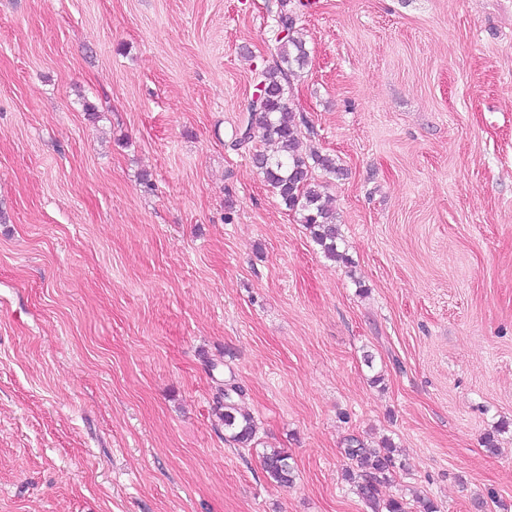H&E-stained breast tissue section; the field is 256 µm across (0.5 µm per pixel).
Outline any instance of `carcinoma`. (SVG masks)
<instances>
[{"instance_id":"1","label":"carcinoma","mask_w":512,"mask_h":512,"mask_svg":"<svg viewBox=\"0 0 512 512\" xmlns=\"http://www.w3.org/2000/svg\"><path fill=\"white\" fill-rule=\"evenodd\" d=\"M281 9L276 15V29L271 38L274 65L260 70V81L265 86L266 101L261 106L250 105L251 121L239 143L255 137V129L262 130L264 139L278 145V153H257L253 161L264 174L288 210L299 215L307 226L311 238L324 256L332 261L346 263L348 257L340 250L339 227L330 205L326 187L312 175V166L327 173L338 171L336 161L326 155L314 154L306 159L299 152L301 125L304 119L297 117L286 103L285 86L293 74V67H303L308 62L305 41L295 36L296 16L286 9L290 0H280ZM244 390L231 385L221 390L216 408L224 423L227 439L241 447L252 444L255 438L253 418L239 407ZM352 466L345 470V478L368 512H406V503L398 498L382 499L380 485L391 480L396 467V446L387 439L377 447H371L358 438L349 440L345 449ZM263 470L278 486L293 483L294 467L290 455L283 449H273L262 456Z\"/></svg>"}]
</instances>
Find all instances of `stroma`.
I'll return each mask as SVG.
<instances>
[{"label":"stroma","instance_id":"35a3bbf8","mask_svg":"<svg viewBox=\"0 0 512 512\" xmlns=\"http://www.w3.org/2000/svg\"><path fill=\"white\" fill-rule=\"evenodd\" d=\"M277 10L0 0V512H367L352 437L407 512H512V0L297 7L344 264L236 143ZM244 396L240 386L225 387L216 397V408L224 423V432L228 441L241 447H248L255 438V424L253 418L244 413L239 407V400ZM396 446L386 439L376 447H371L358 438L349 440L344 452L352 461L345 470V478L352 490L362 500L367 512H406L403 499L380 497L379 487L391 480L396 467ZM291 457L284 449H273L262 456L263 470L267 477L278 486H289L293 483L294 467Z\"/></svg>","mask_w":512,"mask_h":512}]
</instances>
